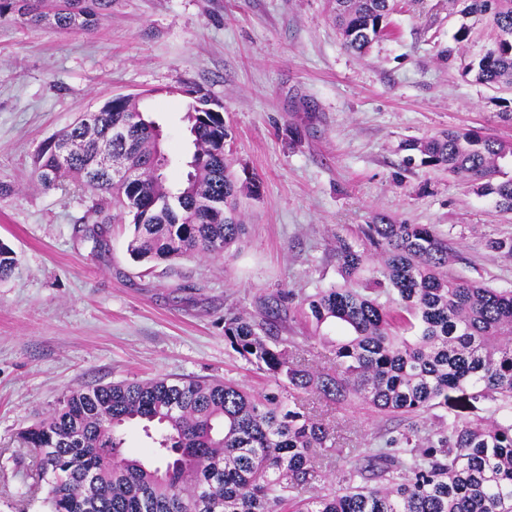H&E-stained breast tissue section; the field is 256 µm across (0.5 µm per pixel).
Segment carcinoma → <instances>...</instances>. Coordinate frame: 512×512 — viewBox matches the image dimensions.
I'll list each match as a JSON object with an SVG mask.
<instances>
[{
    "label": "carcinoma",
    "mask_w": 512,
    "mask_h": 512,
    "mask_svg": "<svg viewBox=\"0 0 512 512\" xmlns=\"http://www.w3.org/2000/svg\"><path fill=\"white\" fill-rule=\"evenodd\" d=\"M464 17L497 33L467 71L512 89V0H448ZM112 0H0V20L50 22L92 30ZM397 0H335L345 49L362 55L386 32ZM184 121L194 151L186 184L172 189L154 172L158 124L136 120L139 100L105 103L46 139L33 179L66 188L74 179L100 194L83 220L132 217L128 251L146 263L186 256L222 258L241 242V188L224 162L231 137L222 106L188 89ZM420 165L443 167L512 213V178L500 179L512 144L473 130L443 132L404 145ZM131 170L123 180L100 156ZM448 240L432 228L380 218L362 226L361 243L336 251L342 282L297 295L266 296L261 318H224V340L274 389L257 395L229 380L161 375L71 391L21 432L45 481L50 512H512V290L453 277ZM17 254L0 242V281ZM298 300L315 330L340 324L331 342L334 373H317L298 356L293 336L278 334L283 304ZM315 392L338 405L356 396L402 423L377 432L373 448L336 445L330 424L298 395ZM461 393L491 417L467 419L448 405ZM159 426L160 464L124 456L123 428ZM355 454L323 493L317 461Z\"/></svg>",
    "instance_id": "obj_1"
}]
</instances>
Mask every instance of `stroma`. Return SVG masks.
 <instances>
[{"label":"stroma","mask_w":512,"mask_h":512,"mask_svg":"<svg viewBox=\"0 0 512 512\" xmlns=\"http://www.w3.org/2000/svg\"><path fill=\"white\" fill-rule=\"evenodd\" d=\"M464 41H455L460 26ZM493 30L450 13L448 0H402L364 56L347 51L327 0H112L92 31L0 23V240L19 263L0 282V512H47L22 428L70 391L158 375L231 379L268 391L262 375L224 341V317L256 314L277 289L337 283L336 240L357 243L360 225L386 216L426 224L447 238L451 270L512 289V255L486 243L512 238V213L446 171L404 168L400 145L473 129L511 142L512 91L464 72ZM224 108L226 151L243 197L244 243L235 258L184 257L153 268L127 251L128 222L93 238L83 217L96 199L75 185L30 181L32 158L54 131L120 94L148 92L161 127L164 174L180 186L190 144L185 88ZM300 353L334 369L329 342L305 319L287 323ZM306 406L352 445L393 427L359 398Z\"/></svg>","instance_id":"1"}]
</instances>
